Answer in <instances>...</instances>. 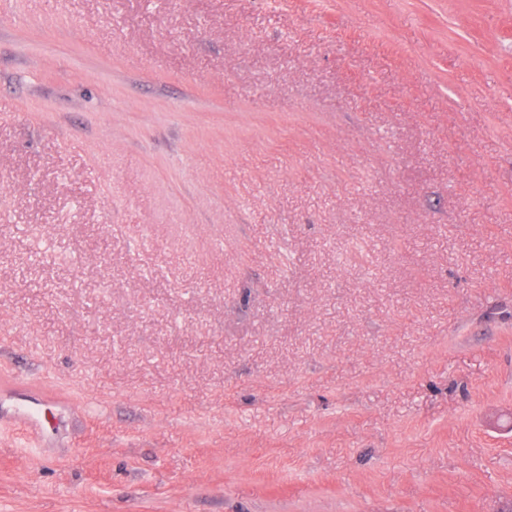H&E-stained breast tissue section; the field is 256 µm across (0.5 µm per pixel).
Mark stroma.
I'll return each instance as SVG.
<instances>
[{
  "instance_id": "obj_1",
  "label": "stroma",
  "mask_w": 512,
  "mask_h": 512,
  "mask_svg": "<svg viewBox=\"0 0 512 512\" xmlns=\"http://www.w3.org/2000/svg\"><path fill=\"white\" fill-rule=\"evenodd\" d=\"M510 501L512 0H0V512Z\"/></svg>"
}]
</instances>
